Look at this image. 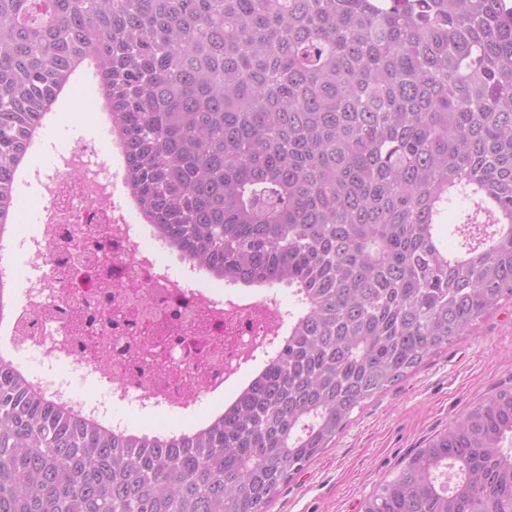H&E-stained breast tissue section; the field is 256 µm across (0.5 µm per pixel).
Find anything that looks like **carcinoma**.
I'll use <instances>...</instances> for the list:
<instances>
[{"mask_svg":"<svg viewBox=\"0 0 512 512\" xmlns=\"http://www.w3.org/2000/svg\"><path fill=\"white\" fill-rule=\"evenodd\" d=\"M91 59L157 237L218 281L294 289L224 412L117 431L0 355V512H267L355 409L512 299V0H0V219ZM362 512H512V389L402 462ZM468 203V202H467ZM467 203H459L455 201L445 212L443 224L439 225L440 235L443 237L444 243L448 246V250L454 251L458 248V241L455 236L448 233V224H457L463 216V210L468 206Z\"/></svg>","mask_w":512,"mask_h":512,"instance_id":"obj_1","label":"carcinoma"}]
</instances>
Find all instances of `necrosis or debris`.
I'll return each mask as SVG.
<instances>
[{"label":"necrosis or debris","mask_w":512,"mask_h":512,"mask_svg":"<svg viewBox=\"0 0 512 512\" xmlns=\"http://www.w3.org/2000/svg\"><path fill=\"white\" fill-rule=\"evenodd\" d=\"M95 174L57 170L39 179L43 232L19 249L38 259L20 290L14 349L69 364L67 377L41 378L50 394L71 397V381L94 376L113 399L140 410L178 413L235 386L244 362L282 334L273 295L216 294L162 271L159 250L130 222L120 171L87 142L71 150Z\"/></svg>","instance_id":"4bbe7bcc"}]
</instances>
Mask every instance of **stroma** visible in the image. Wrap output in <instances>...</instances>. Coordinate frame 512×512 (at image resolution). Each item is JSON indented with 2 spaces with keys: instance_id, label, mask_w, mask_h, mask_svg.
Instances as JSON below:
<instances>
[{
  "instance_id": "stroma-1",
  "label": "stroma",
  "mask_w": 512,
  "mask_h": 512,
  "mask_svg": "<svg viewBox=\"0 0 512 512\" xmlns=\"http://www.w3.org/2000/svg\"><path fill=\"white\" fill-rule=\"evenodd\" d=\"M94 143L100 158L112 152L99 114L97 82L75 77L30 151L26 168L42 171L76 140ZM512 388V300L480 319L470 335L431 356L363 408L355 410L333 447L281 484L268 512H360L364 499L480 400Z\"/></svg>"
}]
</instances>
